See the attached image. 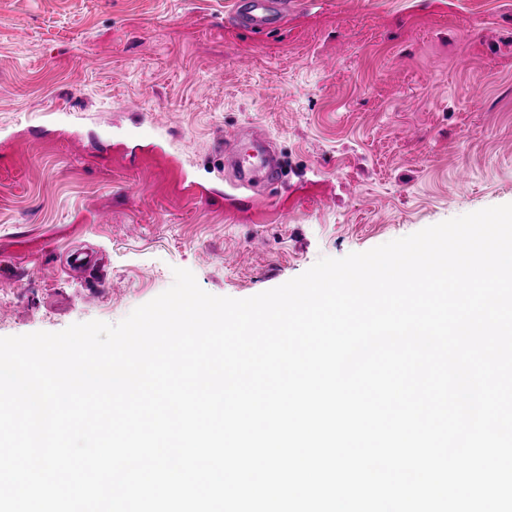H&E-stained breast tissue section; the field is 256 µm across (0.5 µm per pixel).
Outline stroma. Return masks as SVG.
<instances>
[{"mask_svg":"<svg viewBox=\"0 0 512 512\" xmlns=\"http://www.w3.org/2000/svg\"><path fill=\"white\" fill-rule=\"evenodd\" d=\"M234 2L0 0V337L119 322L177 268L249 298L512 203V0H297L263 34ZM233 127L286 167L262 197ZM245 139L242 130L225 129L224 131V154L228 155L236 169L239 186H249L250 182L258 173L270 183L277 180L281 174L278 158L271 154L258 137H253L254 150L261 156L259 165L253 162V157L245 154L240 145Z\"/></svg>","mask_w":512,"mask_h":512,"instance_id":"1","label":"stroma"}]
</instances>
